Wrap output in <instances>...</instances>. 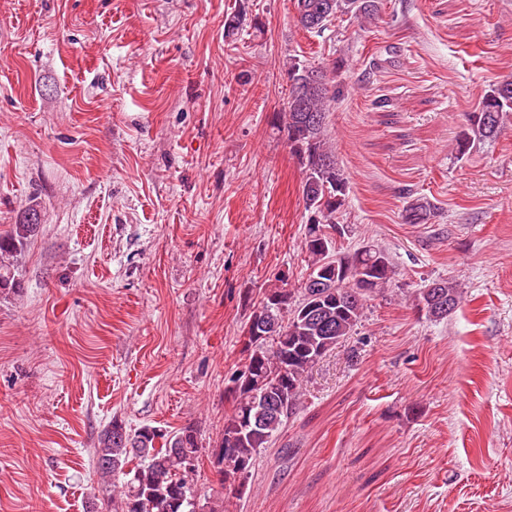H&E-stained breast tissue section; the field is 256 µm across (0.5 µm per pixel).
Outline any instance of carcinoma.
Here are the masks:
<instances>
[{
  "label": "carcinoma",
  "mask_w": 512,
  "mask_h": 512,
  "mask_svg": "<svg viewBox=\"0 0 512 512\" xmlns=\"http://www.w3.org/2000/svg\"><path fill=\"white\" fill-rule=\"evenodd\" d=\"M380 8V0H294L298 25L318 35L339 13L371 19ZM340 69L336 61L329 66L288 62L291 85L277 130L285 134L305 174L302 201L311 213L304 237L308 274L297 300L285 281L265 290L250 320L260 318L273 329L244 343L245 362L228 378L225 394L232 409L209 461L222 488L231 493L239 468L253 467L260 450L272 447L297 412L308 371L355 332L367 301L396 274L390 255L375 245L348 255L337 250V238L346 236V229H338L336 213L346 203L347 180L330 143L329 116ZM509 112L511 79L492 85L479 111L468 116L459 154H467L476 142L497 140ZM431 210L429 202L414 199L404 223L425 224ZM38 231L39 225L23 216L0 234L1 290L16 286L18 253ZM414 301L425 315L444 319L458 308L461 293L442 279L418 289ZM160 439L164 443L158 447ZM201 450L198 432L190 425L166 435L151 427L132 432L112 419L98 436L95 452L99 478L111 488L109 512H219V504L194 483Z\"/></svg>",
  "instance_id": "1"
}]
</instances>
